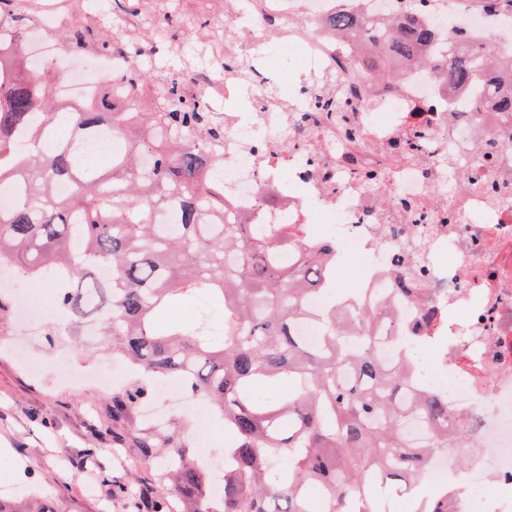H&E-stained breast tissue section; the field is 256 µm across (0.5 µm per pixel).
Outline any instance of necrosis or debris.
I'll use <instances>...</instances> for the list:
<instances>
[{
    "label": "necrosis or debris",
    "mask_w": 512,
    "mask_h": 512,
    "mask_svg": "<svg viewBox=\"0 0 512 512\" xmlns=\"http://www.w3.org/2000/svg\"><path fill=\"white\" fill-rule=\"evenodd\" d=\"M348 10L381 20L397 0H236L231 40L202 38L191 94L208 105L245 97L254 113L224 121L225 219L300 225L309 243L336 239L341 257L364 270L363 285L386 288L396 259L417 266L415 301H392L396 333L425 337L429 383L447 395L472 448L462 478L446 452L424 484L463 483L484 496L486 512H512V144L499 140L503 114L478 108L479 88L452 96L435 76L400 65L392 81H367L358 44L328 24ZM61 0H42L28 30L40 64L59 46L68 18ZM294 56L312 86L273 93L259 67L269 45ZM251 63L217 75L223 50ZM138 58L94 59L92 76L68 73L60 99L92 102L103 77ZM277 205H267L269 195ZM402 227L399 235L391 226Z\"/></svg>",
    "instance_id": "necrosis-or-debris-1"
}]
</instances>
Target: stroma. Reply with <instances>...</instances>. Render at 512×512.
Masks as SVG:
<instances>
[{
  "label": "stroma",
  "instance_id": "stroma-1",
  "mask_svg": "<svg viewBox=\"0 0 512 512\" xmlns=\"http://www.w3.org/2000/svg\"><path fill=\"white\" fill-rule=\"evenodd\" d=\"M194 45L192 27L174 29L155 69L191 78ZM62 355L86 375L112 352L94 336L75 341L67 322L55 325L49 337L20 327L14 315L0 316V452L14 458L25 496L50 500L57 512H134L117 488L151 480L153 466L140 459L130 433L113 437L111 390L86 378L60 380L51 365ZM24 356L41 361L43 371L27 370L20 362Z\"/></svg>",
  "mask_w": 512,
  "mask_h": 512
}]
</instances>
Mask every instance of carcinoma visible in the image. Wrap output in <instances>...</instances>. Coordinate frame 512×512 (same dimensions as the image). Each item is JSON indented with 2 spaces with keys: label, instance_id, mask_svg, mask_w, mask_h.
Returning <instances> with one entry per match:
<instances>
[{
  "label": "carcinoma",
  "instance_id": "1",
  "mask_svg": "<svg viewBox=\"0 0 512 512\" xmlns=\"http://www.w3.org/2000/svg\"><path fill=\"white\" fill-rule=\"evenodd\" d=\"M398 21L360 29L347 12L329 23L357 39L362 75L391 79L394 61L433 74L455 93L484 85L512 59L493 58L448 19L458 54L428 52L435 32L419 23L426 0H407ZM512 17V0H481ZM21 0H0V187L15 205L0 210V268L50 279L53 299L72 321L94 319L112 336V350L140 382L112 395V427L128 425L153 394L157 379L182 381L224 422V468L212 470L179 435L146 429L134 437L141 456L160 460L140 493L154 512L171 485L179 512H310L318 490L327 512H374L373 489L410 491L443 448H467L448 401L418 380L422 368L379 359L378 308L330 306L315 317L318 343L306 344L299 323L310 317V294L328 287L336 241L311 248L290 224L224 222V124L202 103L184 99L181 77H151L135 67L107 77L94 103H66L55 93L60 62L40 71L26 52ZM68 55L129 49L123 34L91 36L73 24L60 30ZM125 89L128 112L112 111L111 87ZM67 116L69 135L58 133ZM111 133L105 166L83 155L82 143ZM65 182L69 193L55 187ZM201 294L206 305L191 323L160 319L173 301ZM288 386V395L257 389ZM424 437H411L410 424ZM288 465H283V460ZM223 499H210L215 481ZM416 512H449L448 493L418 501Z\"/></svg>",
  "mask_w": 512,
  "mask_h": 512
}]
</instances>
